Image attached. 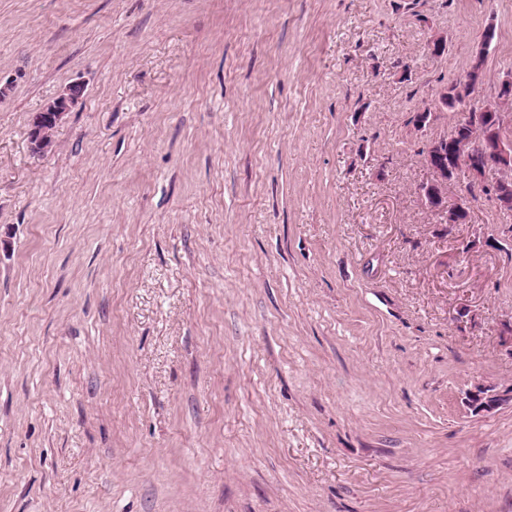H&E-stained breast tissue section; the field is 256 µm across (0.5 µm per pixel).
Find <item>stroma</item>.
Wrapping results in <instances>:
<instances>
[{
	"label": "stroma",
	"mask_w": 512,
	"mask_h": 512,
	"mask_svg": "<svg viewBox=\"0 0 512 512\" xmlns=\"http://www.w3.org/2000/svg\"><path fill=\"white\" fill-rule=\"evenodd\" d=\"M489 26L484 100L512 0H0V512H512V213L411 123ZM80 87L78 84L68 86L60 95L45 103L37 111L40 126L34 143L32 141L30 143L33 152L44 153L52 146L54 130L70 105L79 99L76 90Z\"/></svg>",
	"instance_id": "1"
}]
</instances>
